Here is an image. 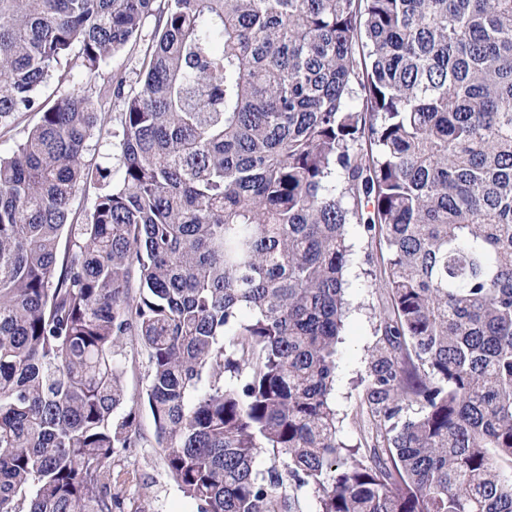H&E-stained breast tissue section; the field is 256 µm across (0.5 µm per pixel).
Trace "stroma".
Segmentation results:
<instances>
[{"instance_id": "1", "label": "stroma", "mask_w": 512, "mask_h": 512, "mask_svg": "<svg viewBox=\"0 0 512 512\" xmlns=\"http://www.w3.org/2000/svg\"><path fill=\"white\" fill-rule=\"evenodd\" d=\"M154 19H147L135 46L126 47L109 60L107 71L121 72L126 90L139 87L142 58L151 46ZM102 109L108 123L88 143V160L111 166L113 176H120V129L122 101L103 100ZM350 255L346 272L347 312L337 344L338 364L332 391L336 411L337 437L346 447L366 448L371 444V427L361 413L365 380L371 350L381 337L380 324L390 307L389 300L377 283L383 270L384 244L378 234L363 225L348 227ZM128 403L137 404V421L141 433L139 447L117 449L112 457L113 491L120 502L119 512H196L193 501L184 496L169 472L164 454L155 441L152 416L139 401L149 385V361L137 339L125 337L119 357Z\"/></svg>"}]
</instances>
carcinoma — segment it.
Segmentation results:
<instances>
[{
    "mask_svg": "<svg viewBox=\"0 0 512 512\" xmlns=\"http://www.w3.org/2000/svg\"><path fill=\"white\" fill-rule=\"evenodd\" d=\"M150 16L140 89L98 84ZM111 95L117 181L86 160ZM24 112L0 156V512H114L128 334L198 512H298L305 488L317 512H512V0H0V129ZM354 223L384 239L390 309L372 446L344 453ZM34 112L20 114L18 121L8 131H0V155L7 156L15 145L21 142L37 121Z\"/></svg>",
    "mask_w": 512,
    "mask_h": 512,
    "instance_id": "1",
    "label": "carcinoma"
}]
</instances>
